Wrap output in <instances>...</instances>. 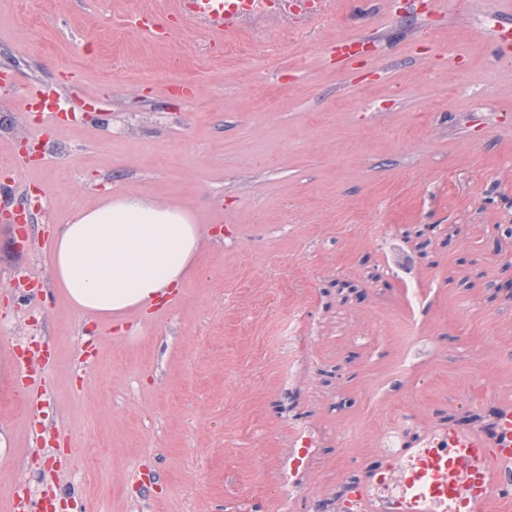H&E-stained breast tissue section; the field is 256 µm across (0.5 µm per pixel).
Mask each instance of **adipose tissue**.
<instances>
[{"instance_id": "adipose-tissue-1", "label": "adipose tissue", "mask_w": 512, "mask_h": 512, "mask_svg": "<svg viewBox=\"0 0 512 512\" xmlns=\"http://www.w3.org/2000/svg\"><path fill=\"white\" fill-rule=\"evenodd\" d=\"M201 233L179 208L122 197L78 209L52 240L51 267L72 309L111 324L179 285Z\"/></svg>"}]
</instances>
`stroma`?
Masks as SVG:
<instances>
[{"label":"stroma","mask_w":512,"mask_h":512,"mask_svg":"<svg viewBox=\"0 0 512 512\" xmlns=\"http://www.w3.org/2000/svg\"><path fill=\"white\" fill-rule=\"evenodd\" d=\"M171 0H0V175L40 191L0 216V355L45 350L42 390L0 387V512H345L388 444L512 404V62L494 0H419L243 23L223 51ZM170 29L152 37L132 16ZM388 32L340 75L336 38ZM150 71L149 84L127 74ZM65 94L40 160L18 86ZM185 208L197 261L167 312L116 325L69 306L46 231L107 197ZM43 280L31 309L15 281ZM293 490L280 477L303 438Z\"/></svg>","instance_id":"1"}]
</instances>
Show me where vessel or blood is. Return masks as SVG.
I'll return each instance as SVG.
<instances>
[{"label":"vessel or blood","instance_id":"obj_1","mask_svg":"<svg viewBox=\"0 0 512 512\" xmlns=\"http://www.w3.org/2000/svg\"><path fill=\"white\" fill-rule=\"evenodd\" d=\"M273 0H175L180 17L202 22L223 46L243 20L272 12ZM360 38L336 41L337 71L355 66ZM512 497V405L498 409L488 435L455 424L388 455L372 481L352 487L346 512H489Z\"/></svg>","mask_w":512,"mask_h":512}]
</instances>
